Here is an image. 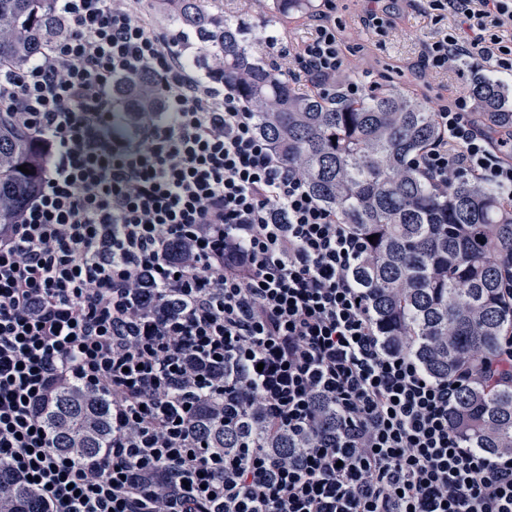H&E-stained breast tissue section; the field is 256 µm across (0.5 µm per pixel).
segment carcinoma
<instances>
[{
    "instance_id": "cac0c4a2",
    "label": "carcinoma",
    "mask_w": 512,
    "mask_h": 512,
    "mask_svg": "<svg viewBox=\"0 0 512 512\" xmlns=\"http://www.w3.org/2000/svg\"><path fill=\"white\" fill-rule=\"evenodd\" d=\"M310 0H269L283 21ZM183 38L208 79L233 86L257 113L258 132L278 156L298 167L308 189L343 223L366 239L378 236L355 267L373 315L390 346L410 349L435 379H448L498 349L512 327L503 289L512 283V202L476 180H450L435 189L411 160L437 139L433 115L410 94L388 87L366 98L308 94L244 38L240 27L208 0H150ZM53 0H0V64L19 71L66 35ZM475 115L495 138L512 130L504 86L474 76ZM127 112L158 107L144 76L117 88ZM28 135L0 115V224L33 191ZM451 421L475 448L494 454L512 448V385L464 390ZM60 450L90 460L111 434L106 399L62 391L47 414Z\"/></svg>"
}]
</instances>
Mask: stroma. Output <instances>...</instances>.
Masks as SVG:
<instances>
[{
	"mask_svg": "<svg viewBox=\"0 0 512 512\" xmlns=\"http://www.w3.org/2000/svg\"><path fill=\"white\" fill-rule=\"evenodd\" d=\"M226 13L235 15L246 28L251 41L264 43L267 36L287 34L289 44L308 37L307 17L285 26L266 17V0H219ZM336 25L349 74L367 84L394 83L408 89L426 111H433L436 101H449L468 92L475 75L473 69L459 64L445 72L425 69L420 58L422 43L453 32L458 20L450 16L441 21L420 16L407 0H381L380 7L394 20L392 27L375 30L364 25L367 0H335Z\"/></svg>",
	"mask_w": 512,
	"mask_h": 512,
	"instance_id": "obj_1",
	"label": "stroma"
}]
</instances>
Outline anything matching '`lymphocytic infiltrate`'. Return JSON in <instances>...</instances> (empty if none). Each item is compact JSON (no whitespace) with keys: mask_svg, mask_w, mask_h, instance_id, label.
<instances>
[{"mask_svg":"<svg viewBox=\"0 0 512 512\" xmlns=\"http://www.w3.org/2000/svg\"><path fill=\"white\" fill-rule=\"evenodd\" d=\"M69 32L22 72L0 114L33 136L42 173L0 224V502L28 512H512V450L465 444L461 390L512 383V330L453 379L390 348L352 278L366 241L259 135L232 86L191 76L135 0H56ZM461 29L424 43L432 71L512 77V0H416ZM323 0L275 61L323 96H361ZM152 75L150 124L112 132V90ZM466 96L438 105L414 160L436 187L512 197V137L491 142ZM71 386L106 397L97 459L58 452L45 416ZM266 445L225 459L196 415Z\"/></svg>","mask_w":512,"mask_h":512,"instance_id":"obj_1","label":"lymphocytic infiltrate"}]
</instances>
